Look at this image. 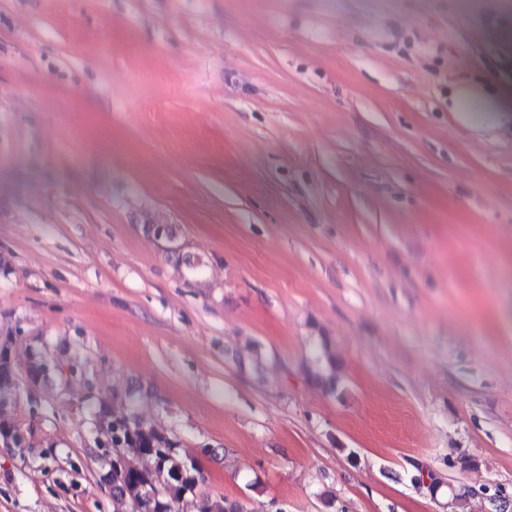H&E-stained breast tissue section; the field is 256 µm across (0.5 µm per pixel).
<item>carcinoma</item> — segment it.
<instances>
[{
	"mask_svg": "<svg viewBox=\"0 0 512 512\" xmlns=\"http://www.w3.org/2000/svg\"><path fill=\"white\" fill-rule=\"evenodd\" d=\"M50 370L48 361L33 360L27 367V377L36 383ZM14 383L15 371L5 347L0 350V438L19 446L24 443L23 437L5 413ZM97 427L106 447L115 449L106 475L112 486L113 512H251L243 499H212L199 494L203 472L198 457L179 454L165 432L146 424L124 405L102 406ZM124 448L134 449L150 461V466H130Z\"/></svg>",
	"mask_w": 512,
	"mask_h": 512,
	"instance_id": "carcinoma-1",
	"label": "carcinoma"
}]
</instances>
